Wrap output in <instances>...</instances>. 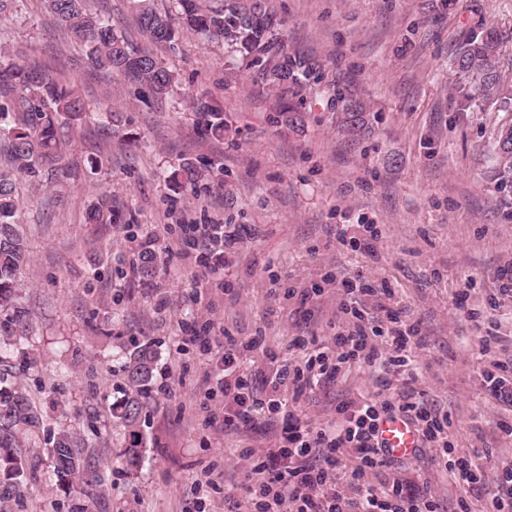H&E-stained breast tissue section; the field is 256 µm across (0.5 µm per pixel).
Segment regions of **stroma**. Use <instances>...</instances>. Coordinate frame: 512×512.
Listing matches in <instances>:
<instances>
[{
  "mask_svg": "<svg viewBox=\"0 0 512 512\" xmlns=\"http://www.w3.org/2000/svg\"><path fill=\"white\" fill-rule=\"evenodd\" d=\"M291 49L326 59L303 131L276 126V101L253 73L237 69L223 45L182 33L157 53L180 83L164 109L125 101L119 80L96 75L83 47L55 27L42 0H20L0 17V47L26 64L48 68L88 107L74 130L69 173L34 184L17 181L29 262L18 295L21 324L0 314V371L39 405L43 423L28 432L23 452L33 470L12 512H191L194 481L209 470L206 512H250L242 484L250 464L274 444L278 426L243 434L213 431L203 401L208 324L245 341L249 353L295 359L297 337L331 343L346 297L342 278L363 273L393 291L396 306L417 322L418 387L446 412L460 450L487 448L491 463H512V406L492 397L479 371L512 358V301L492 302L500 269L512 263V192L489 177L486 153L512 111L460 114L451 108L449 60L458 41L485 26L503 38L502 71L512 81V0H276ZM369 100L379 124L354 142L332 121L336 87ZM208 92L232 130L208 138L184 103ZM120 113L129 135L112 134ZM185 159L217 161L223 184L199 194L173 190L168 177ZM108 224H90L99 202ZM188 224L224 227L225 264L213 270L184 231ZM346 225L379 229L371 252L336 238ZM168 246L156 277L139 276L141 245ZM321 296L308 299L307 289ZM495 320L501 341L481 352L477 326ZM154 342L159 354L147 399L139 462L125 455L128 433L112 417L125 380L122 351L130 340ZM383 386L357 365L299 403L314 426L336 407ZM67 430L88 445L98 482H57L47 455ZM432 448L396 459L392 470L418 479L443 512H458L460 488Z\"/></svg>",
  "mask_w": 512,
  "mask_h": 512,
  "instance_id": "35a3bbf8",
  "label": "stroma"
}]
</instances>
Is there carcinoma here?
<instances>
[{
  "label": "carcinoma",
  "mask_w": 512,
  "mask_h": 512,
  "mask_svg": "<svg viewBox=\"0 0 512 512\" xmlns=\"http://www.w3.org/2000/svg\"><path fill=\"white\" fill-rule=\"evenodd\" d=\"M158 10L154 0H131L140 29L155 45L175 46L182 27L224 48L245 69L258 75L280 96L273 123L301 130L307 123L308 96L325 79L324 64L288 49L284 23L269 0H169ZM56 25L80 42L92 67L115 76L126 85L129 98L145 105H163L178 87V77L148 47L135 45L105 15L90 8L88 0H44ZM502 38L489 26L464 36L453 53V101L458 112L484 106L512 109V88L505 82L501 65ZM336 128L352 140L372 131L373 108L350 91L336 88ZM189 106L203 131L215 140L228 129L224 111L203 96H189ZM84 101L72 89L24 62L0 56V142L17 172L33 182L66 168L68 133L85 119ZM491 177L501 187H512V124L499 126L492 145ZM210 170L205 163L185 160L170 175L177 188L196 194L208 190ZM28 261V249L18 216L15 186L0 175V312L18 309L19 274ZM164 264L163 253L145 249L138 254L139 274L155 277ZM157 351L152 342L131 340L123 371L129 389L112 416L133 439L126 454L138 458L141 414L154 376ZM40 414L30 396L0 375V512L17 496L28 468L21 452V438L39 427ZM58 481L93 482L85 443L63 431L49 450Z\"/></svg>",
  "instance_id": "carcinoma-1"
}]
</instances>
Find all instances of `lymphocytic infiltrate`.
<instances>
[{
    "label": "lymphocytic infiltrate",
    "mask_w": 512,
    "mask_h": 512,
    "mask_svg": "<svg viewBox=\"0 0 512 512\" xmlns=\"http://www.w3.org/2000/svg\"><path fill=\"white\" fill-rule=\"evenodd\" d=\"M340 311L348 324L332 345L299 339L297 363L281 362L262 387H254L244 366L248 352L263 339L239 342L225 337L218 347L215 386L224 396L221 428L252 427L279 421L276 447L251 466L244 489L253 512H441L439 503L408 479L385 476L392 460L378 441L383 416L402 414L415 425L421 442L438 451L449 478L474 497L485 499L487 512H512V466L488 467L486 451L459 452L448 439L447 414L430 406L416 386L418 325L387 310V326L365 327V303L379 294L363 274L345 283ZM358 363L399 377L396 394H376L343 401L333 423L311 426L296 408L307 389L337 380L345 365ZM379 477L372 485L370 477Z\"/></svg>",
    "instance_id": "obj_1"
}]
</instances>
